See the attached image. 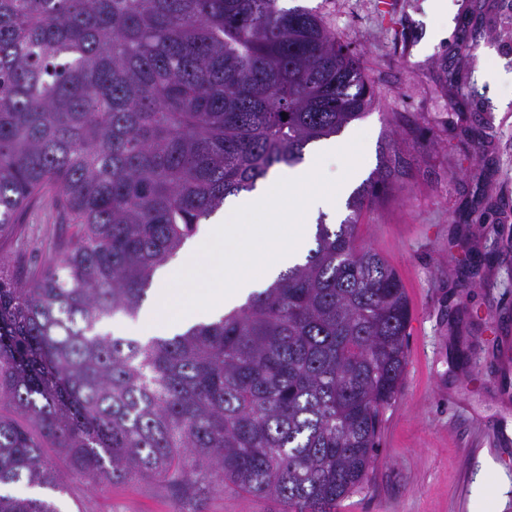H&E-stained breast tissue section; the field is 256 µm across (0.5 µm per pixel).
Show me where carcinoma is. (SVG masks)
<instances>
[{"label":"carcinoma","instance_id":"cac0c4a2","mask_svg":"<svg viewBox=\"0 0 512 512\" xmlns=\"http://www.w3.org/2000/svg\"><path fill=\"white\" fill-rule=\"evenodd\" d=\"M374 102L307 7L0 0V242L48 192L61 229L40 269L0 260V512H62L75 477L150 480L177 512L226 491L337 512L364 487L412 317L398 271L356 245L410 175L395 134L350 214L244 304L145 342L101 328L137 316L227 197Z\"/></svg>","mask_w":512,"mask_h":512}]
</instances>
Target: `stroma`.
Instances as JSON below:
<instances>
[{"label":"stroma","instance_id":"1","mask_svg":"<svg viewBox=\"0 0 512 512\" xmlns=\"http://www.w3.org/2000/svg\"><path fill=\"white\" fill-rule=\"evenodd\" d=\"M308 0L361 62L376 103L352 129L367 139L359 186L396 131L414 176L364 212L358 242L400 274L411 304L399 393L382 413L368 482L340 512H512V87L481 70H512V0H454L456 29L420 60L421 0ZM0 250L9 267H35L59 232L50 202ZM64 512H174L161 489L69 482Z\"/></svg>","mask_w":512,"mask_h":512}]
</instances>
